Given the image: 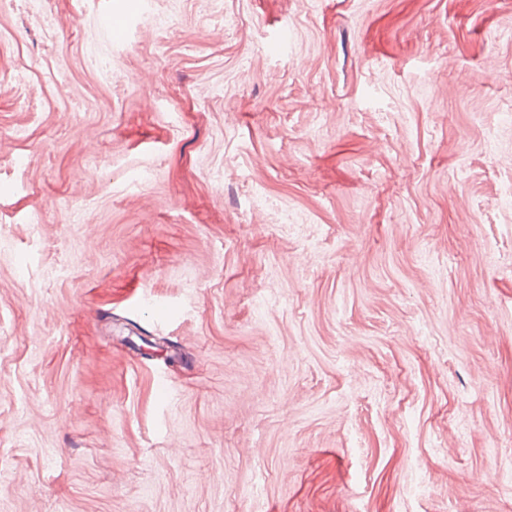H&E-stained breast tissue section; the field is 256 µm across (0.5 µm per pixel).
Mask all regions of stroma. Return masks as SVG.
<instances>
[{"instance_id":"obj_1","label":"stroma","mask_w":512,"mask_h":512,"mask_svg":"<svg viewBox=\"0 0 512 512\" xmlns=\"http://www.w3.org/2000/svg\"><path fill=\"white\" fill-rule=\"evenodd\" d=\"M0 512H512V0H0Z\"/></svg>"}]
</instances>
